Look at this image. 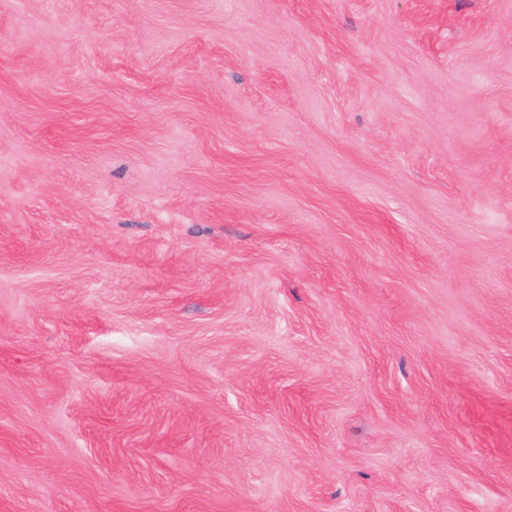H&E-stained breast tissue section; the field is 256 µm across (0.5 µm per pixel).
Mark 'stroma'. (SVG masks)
<instances>
[{"label":"stroma","instance_id":"1","mask_svg":"<svg viewBox=\"0 0 512 512\" xmlns=\"http://www.w3.org/2000/svg\"><path fill=\"white\" fill-rule=\"evenodd\" d=\"M0 512H512V0H0Z\"/></svg>","mask_w":512,"mask_h":512}]
</instances>
